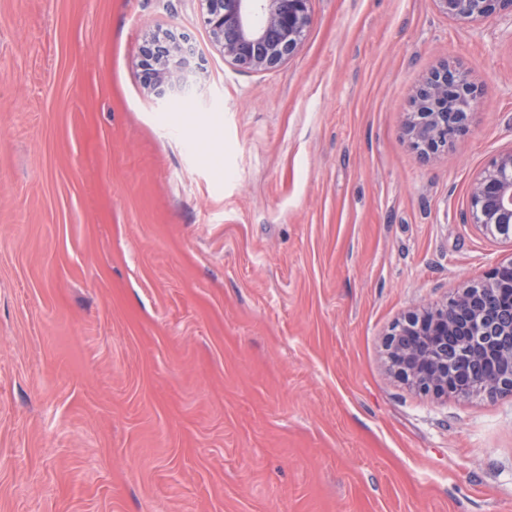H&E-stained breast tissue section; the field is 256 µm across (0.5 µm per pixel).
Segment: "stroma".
<instances>
[{
    "mask_svg": "<svg viewBox=\"0 0 512 512\" xmlns=\"http://www.w3.org/2000/svg\"><path fill=\"white\" fill-rule=\"evenodd\" d=\"M311 10L255 71L200 0H0V512H512V395L434 399L384 350L512 258L466 221L512 148V21ZM161 28L201 64L165 102ZM444 63L479 104L427 158ZM189 37L171 29H160L143 46L140 60L144 88L160 100L183 89L190 69ZM478 93L466 75L445 64L433 71L416 90L406 132L429 156L469 132Z\"/></svg>",
    "mask_w": 512,
    "mask_h": 512,
    "instance_id": "stroma-1",
    "label": "stroma"
}]
</instances>
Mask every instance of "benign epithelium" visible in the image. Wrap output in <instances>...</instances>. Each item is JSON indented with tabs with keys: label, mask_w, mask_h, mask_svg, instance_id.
I'll return each mask as SVG.
<instances>
[{
	"label": "benign epithelium",
	"mask_w": 512,
	"mask_h": 512,
	"mask_svg": "<svg viewBox=\"0 0 512 512\" xmlns=\"http://www.w3.org/2000/svg\"><path fill=\"white\" fill-rule=\"evenodd\" d=\"M202 22L234 65L266 70L285 62L311 23L312 0H201ZM462 21L512 18V0H433ZM189 37L160 29L143 46L144 88L160 100L183 89ZM478 93L466 75L445 64L416 90L406 132L428 156L469 132ZM469 223L512 241V149L498 153L473 180ZM389 369L420 392L442 397L472 390L512 394V262L485 281L462 285L446 302L409 313L386 334Z\"/></svg>",
	"instance_id": "1"
}]
</instances>
